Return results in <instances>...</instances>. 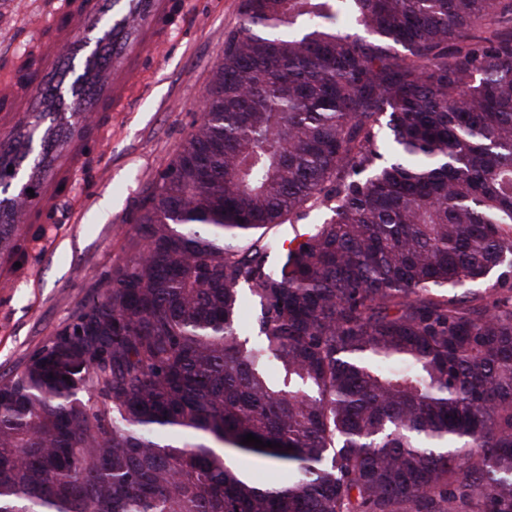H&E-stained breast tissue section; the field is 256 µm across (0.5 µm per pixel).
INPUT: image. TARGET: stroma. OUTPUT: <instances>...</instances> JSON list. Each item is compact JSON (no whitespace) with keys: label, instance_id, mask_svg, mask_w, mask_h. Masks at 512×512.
Wrapping results in <instances>:
<instances>
[{"label":"stroma","instance_id":"35a3bbf8","mask_svg":"<svg viewBox=\"0 0 512 512\" xmlns=\"http://www.w3.org/2000/svg\"><path fill=\"white\" fill-rule=\"evenodd\" d=\"M241 0H188L169 42L144 67L67 210L31 242L17 281L0 286V373L14 371L129 256L143 202L200 119L196 106L241 22ZM59 0H0V76L24 51L41 11Z\"/></svg>","mask_w":512,"mask_h":512}]
</instances>
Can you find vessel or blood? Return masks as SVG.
Instances as JSON below:
<instances>
[{
  "label": "vessel or blood",
  "mask_w": 512,
  "mask_h": 512,
  "mask_svg": "<svg viewBox=\"0 0 512 512\" xmlns=\"http://www.w3.org/2000/svg\"><path fill=\"white\" fill-rule=\"evenodd\" d=\"M178 0H65L0 80V231L66 202L129 99L143 61L169 40Z\"/></svg>",
  "instance_id": "obj_1"
}]
</instances>
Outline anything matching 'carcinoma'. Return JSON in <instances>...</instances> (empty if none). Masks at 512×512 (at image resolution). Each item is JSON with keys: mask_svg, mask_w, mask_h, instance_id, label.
I'll list each match as a JSON object with an SVG mask.
<instances>
[{"mask_svg": "<svg viewBox=\"0 0 512 512\" xmlns=\"http://www.w3.org/2000/svg\"><path fill=\"white\" fill-rule=\"evenodd\" d=\"M241 12L130 257L0 375V512H512V0Z\"/></svg>", "mask_w": 512, "mask_h": 512, "instance_id": "1", "label": "carcinoma"}]
</instances>
